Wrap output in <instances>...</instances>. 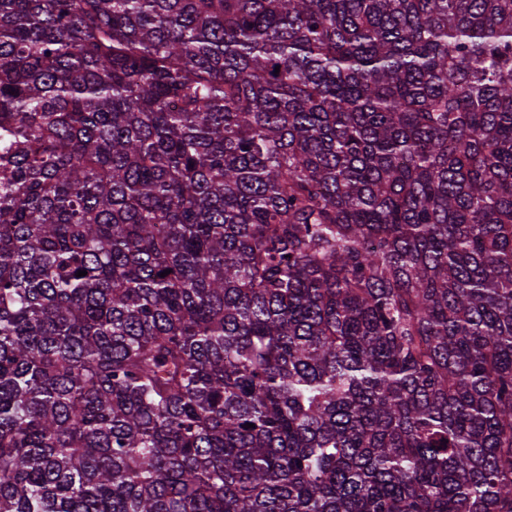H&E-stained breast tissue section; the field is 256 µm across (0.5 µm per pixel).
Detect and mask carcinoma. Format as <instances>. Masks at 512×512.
I'll return each instance as SVG.
<instances>
[{"label": "carcinoma", "mask_w": 512, "mask_h": 512, "mask_svg": "<svg viewBox=\"0 0 512 512\" xmlns=\"http://www.w3.org/2000/svg\"><path fill=\"white\" fill-rule=\"evenodd\" d=\"M0 512H512V0H0Z\"/></svg>", "instance_id": "carcinoma-1"}]
</instances>
